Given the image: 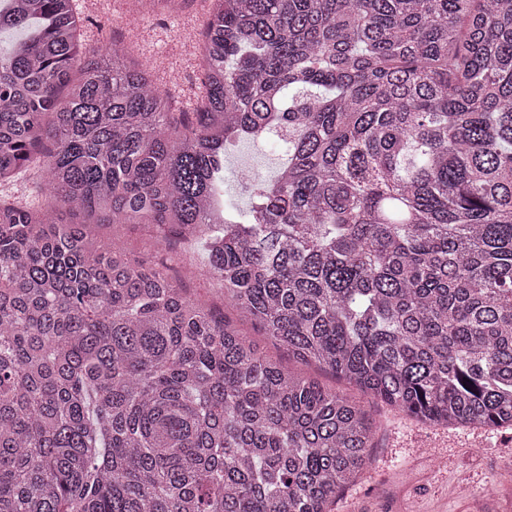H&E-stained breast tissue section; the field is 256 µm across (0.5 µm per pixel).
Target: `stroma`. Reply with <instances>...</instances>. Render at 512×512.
I'll list each match as a JSON object with an SVG mask.
<instances>
[{
	"instance_id": "35a3bbf8",
	"label": "stroma",
	"mask_w": 512,
	"mask_h": 512,
	"mask_svg": "<svg viewBox=\"0 0 512 512\" xmlns=\"http://www.w3.org/2000/svg\"><path fill=\"white\" fill-rule=\"evenodd\" d=\"M75 2L85 19L88 47L106 44L113 29H120L124 44L154 67L158 86L175 95L183 109L194 106L200 69L194 41L209 8L207 0H194L189 9L157 17L131 11L129 0ZM285 163L275 142L235 141L224 158L225 198L237 209H248L252 196L245 175L272 179ZM97 232L114 240L133 260L154 257L150 233L143 225L107 224ZM173 268L198 298L221 304L218 287L198 256L179 257ZM241 329L294 373L316 379L326 388L347 391V384L331 373L289 359L286 350L250 324H242ZM362 402L380 426L377 445L361 478L337 496L332 512H512V483L501 480L504 470H512V428L432 427L370 397Z\"/></svg>"
}]
</instances>
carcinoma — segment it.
<instances>
[{
	"label": "carcinoma",
	"mask_w": 512,
	"mask_h": 512,
	"mask_svg": "<svg viewBox=\"0 0 512 512\" xmlns=\"http://www.w3.org/2000/svg\"><path fill=\"white\" fill-rule=\"evenodd\" d=\"M192 0H134L150 12ZM73 0H0V512H330L370 462L355 400L238 319L432 426L512 427V0H211L184 112ZM288 160L224 202V150ZM46 190H40L38 178L34 174L26 173L19 180L0 186V194L20 197L29 205L36 208L50 206V199L45 195ZM95 232L125 249L132 260L149 261L154 257L150 232L141 224H107ZM173 264L174 270L184 278L185 284L201 300L223 307L218 286L210 280L197 255L180 256ZM186 276V277H184Z\"/></svg>",
	"instance_id": "obj_1"
}]
</instances>
